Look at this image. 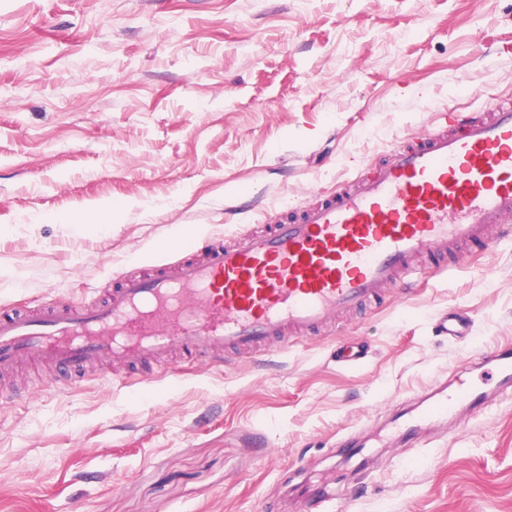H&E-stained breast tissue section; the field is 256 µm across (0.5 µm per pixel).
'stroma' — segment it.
Listing matches in <instances>:
<instances>
[{
	"label": "stroma",
	"instance_id": "obj_1",
	"mask_svg": "<svg viewBox=\"0 0 512 512\" xmlns=\"http://www.w3.org/2000/svg\"><path fill=\"white\" fill-rule=\"evenodd\" d=\"M508 97L512 0H0V308L100 299ZM509 345L512 238L220 364H22L0 512H512L511 393L394 439L441 383L494 392Z\"/></svg>",
	"mask_w": 512,
	"mask_h": 512
}]
</instances>
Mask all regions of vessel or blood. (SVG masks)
Returning a JSON list of instances; mask_svg holds the SVG:
<instances>
[{
  "mask_svg": "<svg viewBox=\"0 0 512 512\" xmlns=\"http://www.w3.org/2000/svg\"><path fill=\"white\" fill-rule=\"evenodd\" d=\"M511 223L512 103L487 114L450 108L436 129L397 139L385 162L270 232L228 245L203 238L202 259L124 274L92 305L1 311L0 369L25 358L66 374L107 360L149 365L174 348L220 359L331 322L412 275L416 256L491 249L489 227ZM475 398L463 383L427 394L402 440Z\"/></svg>",
  "mask_w": 512,
  "mask_h": 512,
  "instance_id": "1",
  "label": "vessel or blood"
}]
</instances>
